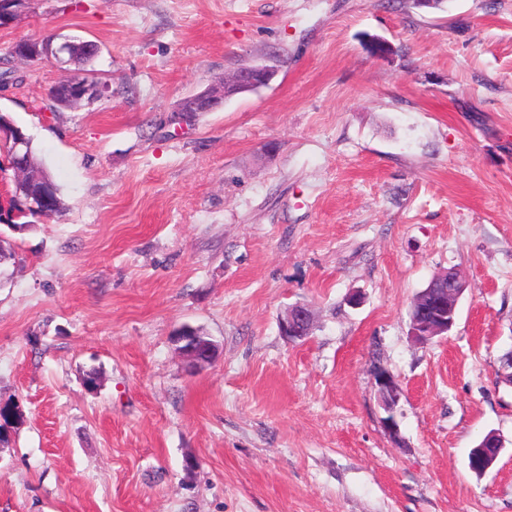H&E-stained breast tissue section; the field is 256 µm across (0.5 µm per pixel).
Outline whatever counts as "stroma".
I'll return each instance as SVG.
<instances>
[{
	"mask_svg": "<svg viewBox=\"0 0 512 512\" xmlns=\"http://www.w3.org/2000/svg\"><path fill=\"white\" fill-rule=\"evenodd\" d=\"M49 35L98 45L108 98L51 110L67 71L8 53ZM254 63L269 85L174 121ZM7 70L64 210L0 239V512H512V0H36ZM449 269L456 324L416 341ZM309 314V307L306 304H295L288 308L287 312L280 319V329L283 336L290 341L304 340L305 328L303 321ZM376 377L381 403L388 413H392L394 406L400 399L402 393L401 388L385 371H378ZM503 444L498 437L491 434L482 444L474 448L469 457V468L481 475L485 474L499 457Z\"/></svg>",
	"mask_w": 512,
	"mask_h": 512,
	"instance_id": "stroma-1",
	"label": "stroma"
}]
</instances>
